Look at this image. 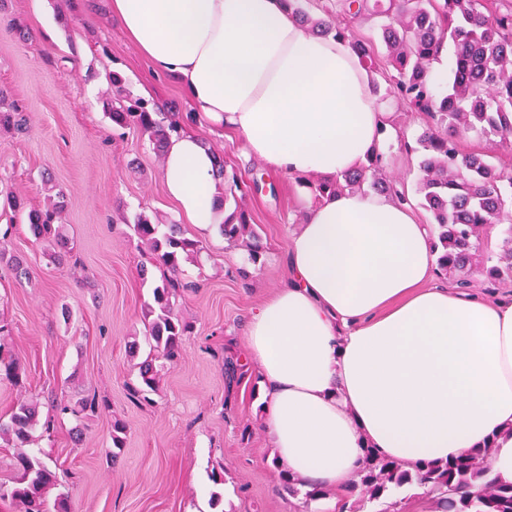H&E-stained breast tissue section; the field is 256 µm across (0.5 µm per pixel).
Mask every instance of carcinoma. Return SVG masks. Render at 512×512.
I'll list each match as a JSON object with an SVG mask.
<instances>
[{
  "label": "carcinoma",
  "mask_w": 512,
  "mask_h": 512,
  "mask_svg": "<svg viewBox=\"0 0 512 512\" xmlns=\"http://www.w3.org/2000/svg\"><path fill=\"white\" fill-rule=\"evenodd\" d=\"M292 5L309 32L349 38L359 62L369 71L384 63L393 67L387 94L429 118L416 138L423 150L417 192L432 216V252L438 272L456 278L457 287L463 289L471 287L475 277L482 278L489 293L512 284V170L492 163L484 154L462 151L456 139L468 132L490 141L512 136V0H333L319 6L320 15L306 13L299 0ZM360 18L378 19L377 38L357 37L345 25ZM447 38L455 44L452 83L447 93L440 94L430 81V72ZM377 40L385 48L383 57L375 51ZM111 81L117 94L107 113L112 125L137 128L149 134L157 151H164L170 133L181 130L179 121L172 119L166 125L157 121L140 102L124 99L119 75L112 74ZM22 125L20 113L0 107V130H19ZM307 185L318 201L344 190L372 191L408 201L400 183L380 173L373 161L356 172L309 180ZM48 191L52 195L45 208H30L11 193L6 195V204L25 216L28 231L54 263L69 255L71 247L57 224L65 194L55 186ZM128 228L162 271L152 302L144 308L142 340L129 346L131 357L141 358L133 395L145 399L158 391L164 362L177 358L190 332L177 311L176 297L182 288L181 261L200 252L202 245L185 237L178 225L163 224L143 213ZM219 230L229 244L246 248L252 261L260 259L261 238L245 210L224 211ZM494 236L501 240L497 252L489 247ZM98 409L93 395L75 405L52 401L54 413L77 419ZM37 417L36 407L21 404L8 422H0V438L20 449L14 461L19 476L11 486L0 484V498L11 499L20 512H65L60 499L51 507L47 504L46 493L56 482L55 472L38 455L23 451L32 442ZM488 455L487 449L483 457L405 463L368 447L362 467L347 486L344 512H362L367 503L383 505L378 512H397L398 502L389 497L408 485L423 489L431 512H512V485L487 484L477 496L467 493L485 475ZM280 474L289 493L295 495L305 488L306 505L328 495L324 487L285 468Z\"/></svg>",
  "instance_id": "carcinoma-1"
}]
</instances>
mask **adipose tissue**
Masks as SVG:
<instances>
[{
  "label": "adipose tissue",
  "mask_w": 512,
  "mask_h": 512,
  "mask_svg": "<svg viewBox=\"0 0 512 512\" xmlns=\"http://www.w3.org/2000/svg\"><path fill=\"white\" fill-rule=\"evenodd\" d=\"M191 119L166 149L168 195L199 230L224 219V188L195 129H228L247 156L297 178H332L395 135L348 41L308 33L283 0H109ZM433 230L405 203L345 191L306 203L291 277L246 333L264 425L280 461L345 487L365 446L408 463L478 456L512 484V291L433 282Z\"/></svg>",
  "instance_id": "adipose-tissue-1"
}]
</instances>
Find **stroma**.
<instances>
[{"label": "stroma", "instance_id": "1", "mask_svg": "<svg viewBox=\"0 0 512 512\" xmlns=\"http://www.w3.org/2000/svg\"><path fill=\"white\" fill-rule=\"evenodd\" d=\"M22 23L27 40L12 25ZM128 98L152 112L185 113L179 83L158 76L111 17L108 0H5L0 5V99L23 112L19 133L0 131V190L41 207L45 183L66 193L62 230L73 251L62 263L42 255L24 222L0 209L1 338L19 365L18 381L0 378V421L21 403L46 410L52 398L96 395L101 409L82 423L56 418L52 435L37 434L31 449L59 481L48 498H64L68 512H321L290 495L261 422L259 376L244 366L235 381L224 376L227 358H245L249 314L288 280L290 236L302 222L296 184L274 175L275 189L229 197L257 224L264 247L259 262L233 248L218 229L186 223L162 181L163 156L148 135L113 128L105 112L112 74ZM404 135L390 148L391 174L403 183L421 222L431 216L417 192L420 153L406 150L423 121L419 113L381 99ZM203 143L222 154L227 174L249 182L263 164L246 157L238 137L199 129ZM181 225L203 250L183 264L177 309L192 326L179 357L165 365L158 392L134 402L137 383L128 354L143 329L156 268L127 223L137 214ZM30 275L16 280L12 258ZM122 423V448L112 445ZM219 472L224 481L214 484Z\"/></svg>", "mask_w": 512, "mask_h": 512}]
</instances>
